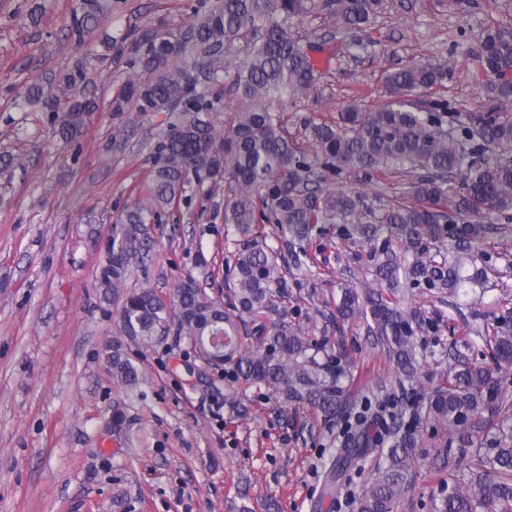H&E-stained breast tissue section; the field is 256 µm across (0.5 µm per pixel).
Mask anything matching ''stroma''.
<instances>
[{"instance_id":"stroma-1","label":"stroma","mask_w":512,"mask_h":512,"mask_svg":"<svg viewBox=\"0 0 512 512\" xmlns=\"http://www.w3.org/2000/svg\"><path fill=\"white\" fill-rule=\"evenodd\" d=\"M0 0V152L15 157L0 173V512H354L376 466L362 457L334 506L320 504L323 463L343 447V421L325 422L309 408L283 403L265 387L208 366L186 337L169 334L134 347L145 382L129 396L105 360L117 334V302L104 301L98 266L115 221L144 196L143 187L164 129L161 112L134 113L119 128L110 112L115 92L131 77L128 45L159 27L186 28L197 0H116L104 28L112 48L96 61L92 91L99 107L79 146L64 148L44 113L15 104L38 78L71 66L85 48L66 37L80 0ZM512 18V0H385L383 13L359 33L361 49L345 51L332 21L300 27L315 48L320 79L290 109L291 131L303 117H335L349 103L386 99L382 73L448 49L460 34L461 55L477 52L487 17ZM458 112L448 130L481 106L465 67L439 91ZM150 251L133 267L127 287L150 283L167 292L186 277L203 288L224 278V260L238 247L224 221V194L191 185L179 206L150 225ZM399 239H372L352 224H318L309 233L310 262L289 266L288 311L315 339L343 340L346 365L360 398L418 411L385 355L362 325L335 328L340 284L374 287L368 253ZM420 251L473 274L460 288L414 285L408 301L422 322L416 336L423 372L454 357L490 359L487 328L512 325V222L492 219L472 249L447 236ZM125 403L128 431L112 432V403ZM446 429L422 420L413 479L398 512H433L444 480L470 477L469 462L443 455Z\"/></svg>"}]
</instances>
